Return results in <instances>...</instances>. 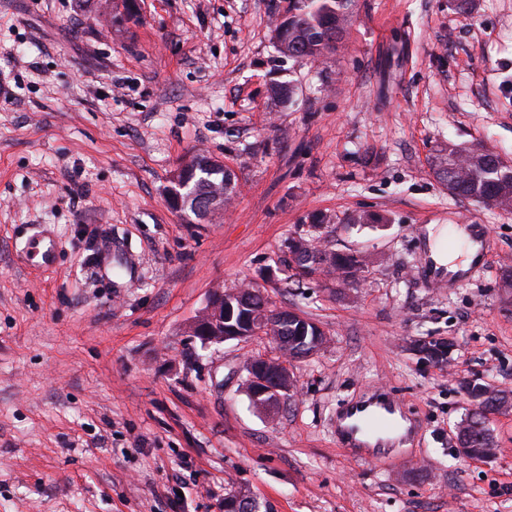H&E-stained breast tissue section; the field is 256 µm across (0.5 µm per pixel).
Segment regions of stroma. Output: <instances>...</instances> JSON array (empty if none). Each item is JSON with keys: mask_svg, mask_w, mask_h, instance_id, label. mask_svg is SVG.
<instances>
[{"mask_svg": "<svg viewBox=\"0 0 512 512\" xmlns=\"http://www.w3.org/2000/svg\"><path fill=\"white\" fill-rule=\"evenodd\" d=\"M288 0H0V512H512V410L498 453L455 434L480 377L512 391V212L451 197L444 141L512 161V0H358L346 47L278 52ZM293 88L291 101L275 95ZM204 153L239 192L185 223L167 202ZM332 215L369 273L335 290L296 279L285 240ZM379 213L383 224H353ZM60 243L25 266L31 227ZM429 224H483L490 258L433 287ZM255 283L327 336L291 361L294 394L255 407L250 359L270 337L202 345L214 290ZM450 340L447 362L416 347ZM418 422L386 461L336 442V412L368 388Z\"/></svg>", "mask_w": 512, "mask_h": 512, "instance_id": "obj_1", "label": "stroma"}]
</instances>
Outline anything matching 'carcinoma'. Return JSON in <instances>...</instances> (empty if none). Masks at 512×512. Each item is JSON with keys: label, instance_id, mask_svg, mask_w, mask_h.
Returning <instances> with one entry per match:
<instances>
[{"label": "carcinoma", "instance_id": "obj_1", "mask_svg": "<svg viewBox=\"0 0 512 512\" xmlns=\"http://www.w3.org/2000/svg\"><path fill=\"white\" fill-rule=\"evenodd\" d=\"M357 0H288V16L275 26L276 42L288 47L282 55L299 62H316L345 46V34L352 21ZM436 178L455 198L512 211V164L481 142L462 144L450 141L440 147L432 159ZM185 182L197 205L217 187L224 188V201L236 193L229 169L215 162L188 173ZM333 219L324 214L311 215L310 224L300 228L285 243L282 262L295 264L300 278L325 277L338 288L354 287L365 280L368 265L355 251H342L329 243L315 246L319 238H329ZM224 335L247 332L251 324L267 317H278L271 339L280 353L290 360L310 356L314 337L324 335L314 322H306L288 311L271 307L268 298L253 284L223 291ZM419 351L437 361L447 359L451 343L430 338L417 344ZM464 390L475 408L458 427L457 442L469 449L472 459H487V449L496 441L487 425V415L512 408V391L498 389L479 378L464 383Z\"/></svg>", "mask_w": 512, "mask_h": 512}]
</instances>
